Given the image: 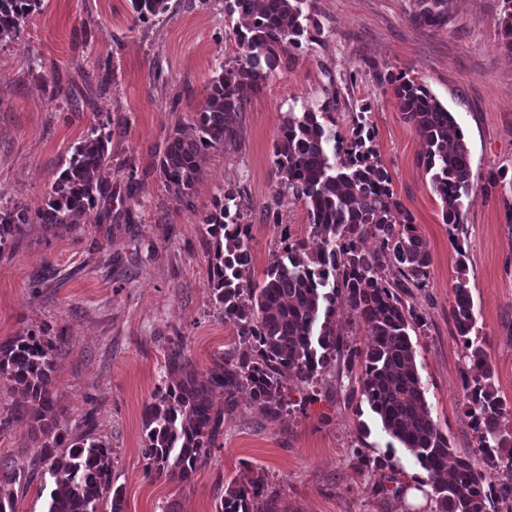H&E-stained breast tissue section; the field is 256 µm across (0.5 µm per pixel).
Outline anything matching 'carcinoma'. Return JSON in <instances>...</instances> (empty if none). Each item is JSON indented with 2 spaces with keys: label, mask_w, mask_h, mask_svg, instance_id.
Segmentation results:
<instances>
[{
  "label": "carcinoma",
  "mask_w": 512,
  "mask_h": 512,
  "mask_svg": "<svg viewBox=\"0 0 512 512\" xmlns=\"http://www.w3.org/2000/svg\"><path fill=\"white\" fill-rule=\"evenodd\" d=\"M40 0H0V40H15ZM306 0H225L224 10L249 19L236 32L240 58L222 69L207 87L203 107L193 123L173 130L157 153L156 169L189 206L203 172L205 151L239 136L235 123L244 103L240 89H259L285 54L311 39L304 25ZM140 21L168 9L167 0H132ZM405 122L423 136L419 165L430 175L432 191L442 203L444 223L459 229L464 200L471 190V157L464 134L423 85L403 75H388ZM330 105L290 112L273 146V163L281 187L304 203L310 236L285 244L257 281L249 225L241 223V192L229 186L213 199L206 218L214 255L210 265L213 292L224 305V321L236 329L234 355L214 363L201 380L183 348L167 351L166 380L144 412L143 457L148 477L192 478L224 430V415L236 410L246 393L272 418L287 411L282 378L294 371L311 384L342 356L348 372L358 371L352 394L367 401L383 430L408 449L427 473L434 512H494L512 500V453L506 475L492 482L469 456L456 458L448 470V437L433 420L421 384L410 331L421 318L407 304L412 289L425 285L431 266L427 244L417 234L403 204L394 199L391 177L378 158L371 130L356 123L349 137L336 134ZM101 119L74 147L37 212L39 223L59 228L80 223L84 214L110 194L103 173L107 164ZM32 223L29 211L0 197V251ZM375 239L372 252L361 246ZM451 317L470 365L464 371L469 413L480 432L479 448H512L506 404L492 390L491 367L484 347L471 338L476 324L468 281L454 287ZM341 301L367 328L365 348L351 346L328 325ZM65 340L16 336L0 343V380L19 391L23 401L0 417V432L23 422L40 441V460L49 462L54 479L46 512H100L112 496L110 512H123L122 492L112 489L111 450L101 441H67L58 432L55 409V352ZM224 392V407H214L210 392ZM262 483L232 480L216 512H264Z\"/></svg>",
  "instance_id": "cac0c4a2"
}]
</instances>
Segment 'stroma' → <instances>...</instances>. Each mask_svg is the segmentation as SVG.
Listing matches in <instances>:
<instances>
[{"instance_id":"stroma-1","label":"stroma","mask_w":512,"mask_h":512,"mask_svg":"<svg viewBox=\"0 0 512 512\" xmlns=\"http://www.w3.org/2000/svg\"><path fill=\"white\" fill-rule=\"evenodd\" d=\"M421 2L306 0L303 13L317 33L262 89H244L240 137L207 151L188 207L176 203L154 164L239 52L242 21L225 13L224 0H168L165 14L144 22L131 0H40L21 37L0 43V194L37 211L98 113L112 119L110 197L70 227L27 225L0 251V341L65 337L54 372L59 431L111 448L124 512H215L233 479L262 480L276 512H433L431 495L417 505L407 497L424 475L416 458L351 396L350 378L336 368L309 386L285 378L289 405L278 419L241 398L193 479L144 475V410L161 385L169 342L181 341L201 377L236 342L211 294L212 199L221 187L241 188L253 273L262 277L284 236L309 234L304 203L280 193L278 129L289 111L330 100L338 134L365 118L394 195L432 257L425 287L408 299L423 321L412 342L431 416L455 454L500 478L512 452L497 449L494 464L481 456L450 310L453 287L466 277L492 387L512 406V189L488 181L492 171L512 178V55L500 33L511 7L442 0L443 16L430 26L417 19ZM389 73L427 87L470 147L473 188L458 231L442 220L417 162L423 140L384 83ZM55 77L58 95L43 86ZM386 454L391 466L374 468L372 459ZM38 456L26 425L0 433V477L13 479L16 512H45L54 481Z\"/></svg>"}]
</instances>
